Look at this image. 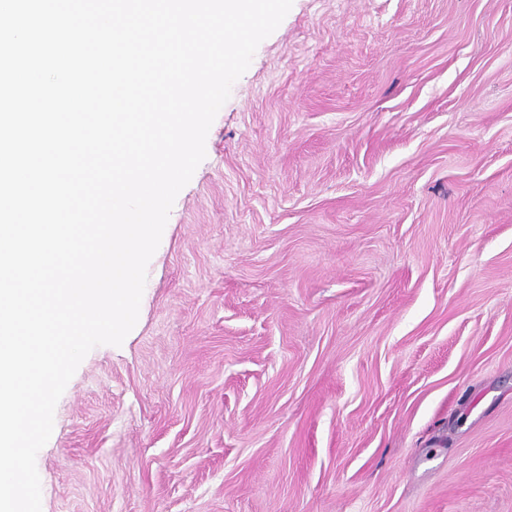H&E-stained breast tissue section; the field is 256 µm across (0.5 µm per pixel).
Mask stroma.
<instances>
[{
	"label": "stroma",
	"instance_id": "stroma-1",
	"mask_svg": "<svg viewBox=\"0 0 512 512\" xmlns=\"http://www.w3.org/2000/svg\"><path fill=\"white\" fill-rule=\"evenodd\" d=\"M42 512H512V0H293Z\"/></svg>",
	"mask_w": 512,
	"mask_h": 512
}]
</instances>
